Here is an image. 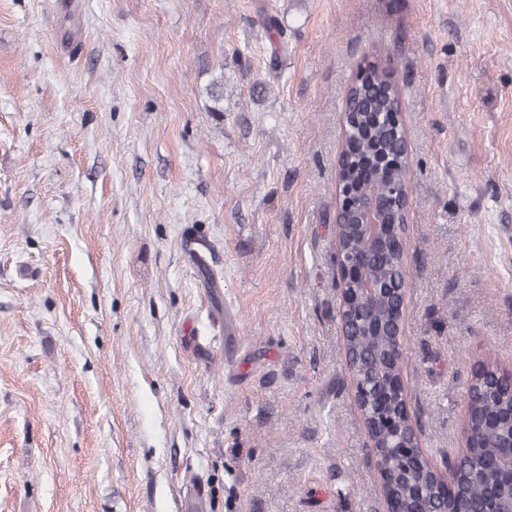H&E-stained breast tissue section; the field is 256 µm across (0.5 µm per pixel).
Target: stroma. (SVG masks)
Returning <instances> with one entry per match:
<instances>
[{"mask_svg": "<svg viewBox=\"0 0 512 512\" xmlns=\"http://www.w3.org/2000/svg\"><path fill=\"white\" fill-rule=\"evenodd\" d=\"M381 60L439 464L512 368V0H0V512H384L334 262Z\"/></svg>", "mask_w": 512, "mask_h": 512, "instance_id": "stroma-1", "label": "stroma"}]
</instances>
